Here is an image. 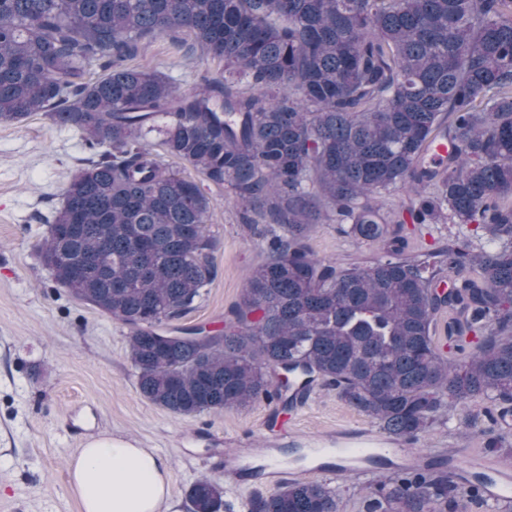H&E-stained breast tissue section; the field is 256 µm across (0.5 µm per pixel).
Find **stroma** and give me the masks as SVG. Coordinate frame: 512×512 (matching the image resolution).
Wrapping results in <instances>:
<instances>
[{
  "instance_id": "stroma-1",
  "label": "stroma",
  "mask_w": 512,
  "mask_h": 512,
  "mask_svg": "<svg viewBox=\"0 0 512 512\" xmlns=\"http://www.w3.org/2000/svg\"><path fill=\"white\" fill-rule=\"evenodd\" d=\"M138 62L168 74L181 90L199 75H224L223 64L184 54L162 36L146 42ZM92 157L79 132L53 124L44 113L0 125V512H81L68 464L93 436L127 437L165 457L170 496L163 512H188L185 491L193 482L205 478L230 493L247 480L238 461L263 463L272 449L304 448L310 439L331 440L344 428L375 432L368 417L321 384L279 418L275 403L264 400L182 416L145 399L126 356L128 328L76 300L34 250L47 229L43 217L60 208L64 187ZM202 187L213 202L208 224L218 240L217 275L182 323L215 330L223 328L247 273L267 252L261 236L245 230V211L231 192L207 181ZM311 246L318 257L344 266L379 254L376 243L343 233L330 209L322 213ZM496 408L486 397L458 404L449 420L399 441L397 462L439 461L463 490L478 472L476 460L512 472V427L502 429L498 448L487 447L478 433ZM390 475L387 469L371 477L329 474L302 465L293 479L330 482L340 512H363L369 484ZM250 483L263 494L275 489L264 477Z\"/></svg>"
}]
</instances>
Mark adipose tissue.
I'll list each match as a JSON object with an SVG mask.
<instances>
[{"instance_id":"adipose-tissue-1","label":"adipose tissue","mask_w":512,"mask_h":512,"mask_svg":"<svg viewBox=\"0 0 512 512\" xmlns=\"http://www.w3.org/2000/svg\"><path fill=\"white\" fill-rule=\"evenodd\" d=\"M69 469L81 512H160L170 493L165 459L122 437L88 440Z\"/></svg>"}]
</instances>
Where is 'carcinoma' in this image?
<instances>
[{"mask_svg": "<svg viewBox=\"0 0 512 512\" xmlns=\"http://www.w3.org/2000/svg\"><path fill=\"white\" fill-rule=\"evenodd\" d=\"M158 36L224 64V78L181 92L131 65ZM34 112L98 150L64 189L40 256L75 299L130 328L153 404L286 408L323 383L396 440L477 395L512 408V0H0V125ZM433 136L448 140L440 168L422 162ZM171 158L263 224L267 259L221 330L175 325L212 285L218 240L211 199ZM415 186L432 192L396 223L446 215L469 237L404 255L375 199ZM327 205L383 254L317 258ZM445 309L459 313L455 360L435 336ZM380 464L392 476L369 488L365 512L457 509L447 473L366 462ZM185 497L192 512H232L206 479ZM247 512H338V494L289 482Z\"/></svg>", "mask_w": 512, "mask_h": 512, "instance_id": "1", "label": "carcinoma"}]
</instances>
